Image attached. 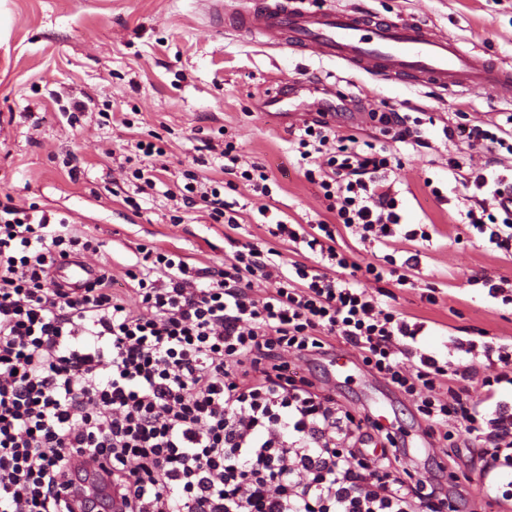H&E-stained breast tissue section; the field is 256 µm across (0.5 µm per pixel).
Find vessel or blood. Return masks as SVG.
I'll use <instances>...</instances> for the list:
<instances>
[{"instance_id": "vessel-or-blood-1", "label": "vessel or blood", "mask_w": 512, "mask_h": 512, "mask_svg": "<svg viewBox=\"0 0 512 512\" xmlns=\"http://www.w3.org/2000/svg\"><path fill=\"white\" fill-rule=\"evenodd\" d=\"M213 4L220 24L258 34L271 47L289 44L385 80L445 91L483 86L512 97L511 67L477 63L457 39L438 35L418 20H379L348 7L323 9L312 0H248L245 8L231 11L223 0ZM300 92V86L280 85L259 95V107L279 124H294L288 101ZM98 275L96 267L76 256L57 259L50 269L57 286L76 293Z\"/></svg>"}]
</instances>
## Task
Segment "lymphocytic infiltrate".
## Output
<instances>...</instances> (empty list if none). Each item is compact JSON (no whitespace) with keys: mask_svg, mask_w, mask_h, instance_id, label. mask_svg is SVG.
I'll return each mask as SVG.
<instances>
[{"mask_svg":"<svg viewBox=\"0 0 512 512\" xmlns=\"http://www.w3.org/2000/svg\"><path fill=\"white\" fill-rule=\"evenodd\" d=\"M332 139L334 152L314 158ZM298 145L336 221L307 229L279 219L267 231L305 244L336 277L299 262L283 270L250 244L218 271L146 249L130 275L133 311L108 276L78 295L49 279L55 259L99 252V242L0 203V512H63L59 481L79 458L109 466L127 512H441L447 493L396 476V450L364 453L376 421L313 393L282 359L329 354L341 339L398 391L420 394L428 424L453 417L466 433L479 429L477 408L435 395L448 370L414 348L422 325L362 284L408 285L417 256L387 269L336 248L340 225L363 242L399 232L429 241L426 230L400 229L388 179L399 157L358 149L321 121ZM221 187L193 174L179 200L236 225ZM462 221L512 248V219L482 206Z\"/></svg>","mask_w":512,"mask_h":512,"instance_id":"1","label":"lymphocytic infiltrate"}]
</instances>
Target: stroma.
I'll return each mask as SVG.
<instances>
[{"mask_svg":"<svg viewBox=\"0 0 512 512\" xmlns=\"http://www.w3.org/2000/svg\"><path fill=\"white\" fill-rule=\"evenodd\" d=\"M202 0H0V202L50 211L55 220L102 242L91 262L107 269L115 295L135 307L128 271L139 247L172 251L193 266L218 269L230 254L228 238L274 250L282 268L313 264L306 251L272 238L258 210L307 224L330 219L319 188L307 181V166L293 143L298 130L271 124L258 109V95L277 82L299 84L325 79L363 99L377 116L364 127L340 120L339 134L358 144L385 148L400 157L389 179L398 193L408 228H430V241L403 236L384 243H362L338 228L336 247L359 264L404 260L418 254L409 286L390 279L365 286L381 295L408 322L420 323V347L438 359L465 368L470 378L458 387L485 418L494 409L483 402L484 377L508 373L488 364L477 350L484 343L512 345V304L468 285L469 277L512 280V250L485 242L465 226L463 183L488 155L447 130L479 121L505 124L512 98L484 88L441 92L363 73L351 76L338 63L310 52L272 48L261 38L220 28L201 9ZM317 5L349 6L397 20L412 16L437 33L466 42L481 59L512 65V0H315ZM76 97L90 104L79 122L70 123L58 99ZM415 119L417 139H396L398 123L383 124L389 110ZM150 141L162 155L133 150ZM233 142L242 166L258 163L270 176L272 194L254 195L245 184L225 191L236 202L238 229L216 223L207 208L176 207L165 192L183 185V174L221 178L218 155ZM76 161L78 178L69 175ZM456 168H449V161ZM157 168L162 182L136 194L132 171ZM136 195L140 210L124 202ZM354 366L334 369L326 356L297 361L296 370L313 391L335 399L356 417L385 407L388 432L399 450L397 475L409 484L438 480L458 512H512V486L484 493L479 478L485 442L455 433L443 441L414 401L371 372L358 351Z\"/></svg>","mask_w":512,"mask_h":512,"instance_id":"obj_1","label":"stroma"}]
</instances>
